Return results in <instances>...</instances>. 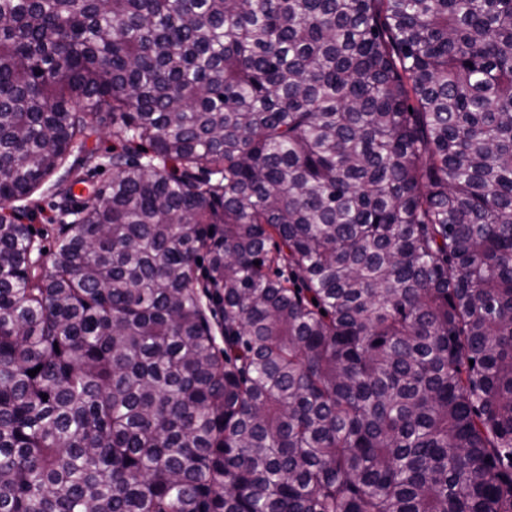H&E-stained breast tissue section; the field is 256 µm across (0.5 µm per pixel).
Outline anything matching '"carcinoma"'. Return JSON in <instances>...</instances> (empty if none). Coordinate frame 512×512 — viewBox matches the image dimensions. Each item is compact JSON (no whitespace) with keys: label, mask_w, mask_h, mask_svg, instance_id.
Masks as SVG:
<instances>
[{"label":"carcinoma","mask_w":512,"mask_h":512,"mask_svg":"<svg viewBox=\"0 0 512 512\" xmlns=\"http://www.w3.org/2000/svg\"><path fill=\"white\" fill-rule=\"evenodd\" d=\"M0 512H512V0H0ZM101 118L97 131L89 134L81 144H78V147L74 148L65 165L66 167L76 165L87 152H94L102 157L103 171L98 168L86 176V183L73 186L72 193L77 202L83 201L94 190L112 182V162H109V158L112 157V147L115 146L112 139V114L101 112ZM54 179V177L50 179L41 190L38 191L36 194V197L39 199L38 203L26 209L29 212V220L25 221L26 224H32L33 229L38 232V234H44V237H48L46 245H48V241H52V237L56 233L55 229L57 224L61 222L56 208L57 198L46 191V188ZM42 191L45 192L40 196L39 194Z\"/></svg>","instance_id":"1"}]
</instances>
